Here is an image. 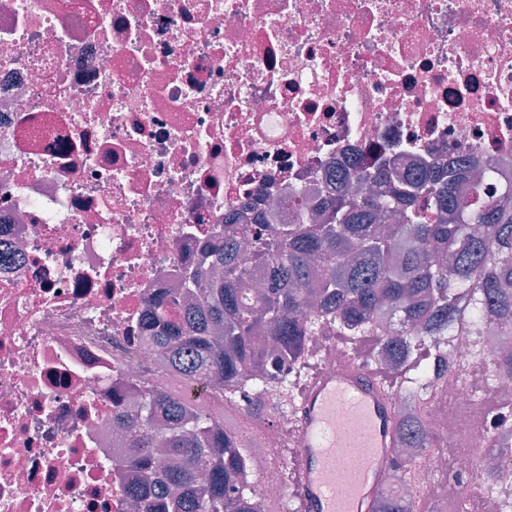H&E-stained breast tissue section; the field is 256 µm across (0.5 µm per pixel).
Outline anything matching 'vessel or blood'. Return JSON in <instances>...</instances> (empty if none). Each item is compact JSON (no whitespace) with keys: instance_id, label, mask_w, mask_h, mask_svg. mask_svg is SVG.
<instances>
[{"instance_id":"b4317fda","label":"vessel or blood","mask_w":512,"mask_h":512,"mask_svg":"<svg viewBox=\"0 0 512 512\" xmlns=\"http://www.w3.org/2000/svg\"><path fill=\"white\" fill-rule=\"evenodd\" d=\"M397 389L360 351L314 369L288 417L296 512H373L395 461Z\"/></svg>"}]
</instances>
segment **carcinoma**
Instances as JSON below:
<instances>
[{
    "label": "carcinoma",
    "instance_id": "1",
    "mask_svg": "<svg viewBox=\"0 0 512 512\" xmlns=\"http://www.w3.org/2000/svg\"><path fill=\"white\" fill-rule=\"evenodd\" d=\"M486 164L456 161L397 172L355 160L338 170L336 194L293 210L288 223L254 224L212 240L206 271L187 272L197 301L173 297L148 306L144 325L166 367L189 385L224 381L226 396L288 392L281 373L297 372L315 336L379 337L377 356L415 372L416 405L429 375L420 371L426 344L446 341L471 301L491 303L487 317L512 337V208L477 196ZM471 184L464 200L458 185ZM253 244L258 268L241 263ZM265 288L244 297L254 276ZM392 318L402 329L379 334ZM218 404L168 388L144 392L139 411L116 414L130 463L153 476L128 489L142 512H256L259 485L242 436L224 426ZM397 439L430 447L417 411L399 419ZM376 512H410L383 489Z\"/></svg>",
    "mask_w": 512,
    "mask_h": 512
}]
</instances>
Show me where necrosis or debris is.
Wrapping results in <instances>:
<instances>
[{"mask_svg":"<svg viewBox=\"0 0 512 512\" xmlns=\"http://www.w3.org/2000/svg\"><path fill=\"white\" fill-rule=\"evenodd\" d=\"M396 170L488 160L512 204V0H0V512H136L113 409L175 380L142 327L224 215L286 222L351 158ZM497 333L449 337L425 416L482 383L503 401L483 437L413 453L421 494L447 467L480 490L512 433Z\"/></svg>","mask_w":512,"mask_h":512,"instance_id":"necrosis-or-debris-1","label":"necrosis or debris"}]
</instances>
